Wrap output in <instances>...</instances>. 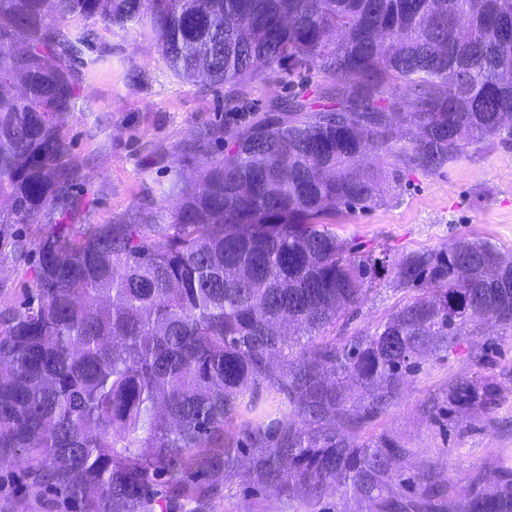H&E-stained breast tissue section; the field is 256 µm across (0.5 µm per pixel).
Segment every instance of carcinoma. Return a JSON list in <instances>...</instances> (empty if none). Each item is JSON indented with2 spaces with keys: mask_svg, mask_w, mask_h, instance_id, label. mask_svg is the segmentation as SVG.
I'll return each instance as SVG.
<instances>
[{
  "mask_svg": "<svg viewBox=\"0 0 512 512\" xmlns=\"http://www.w3.org/2000/svg\"><path fill=\"white\" fill-rule=\"evenodd\" d=\"M144 26L172 74L235 86L286 68L331 81L325 103L293 95L259 122L220 129L224 155L174 185L169 212L120 224L69 223L63 122L84 35ZM25 48L6 52L7 42ZM512 143V0H0V224L42 214L34 295L0 315V467H22L47 512L195 507L239 468L287 494L333 487L381 512H512V462L463 500L431 486L383 497L405 449L353 445L393 399L413 360L476 319L512 328V258L479 240L398 260L336 235L326 219L379 205L400 170L359 171L370 148L437 172L471 144ZM393 272L416 290L374 331L294 352ZM368 394L363 412L344 380ZM284 396L274 428L243 424L246 391ZM481 374L457 381L450 410H494Z\"/></svg>",
  "mask_w": 512,
  "mask_h": 512,
  "instance_id": "cac0c4a2",
  "label": "carcinoma"
}]
</instances>
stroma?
<instances>
[{"label": "stroma", "mask_w": 512, "mask_h": 512, "mask_svg": "<svg viewBox=\"0 0 512 512\" xmlns=\"http://www.w3.org/2000/svg\"><path fill=\"white\" fill-rule=\"evenodd\" d=\"M90 29L74 68L75 109L63 122L76 224H111L146 206L175 208L172 185L195 177L208 156L224 150L213 131L248 124L273 102L314 93L325 83L320 76L281 73L204 90L175 78L155 41L140 28ZM203 137L210 140L208 154L191 151ZM335 225L341 238L388 250L396 259L414 251H443L462 238L487 241L512 255V144L468 150L433 173L404 170L400 187L384 203L342 211ZM52 230L43 219L0 230V312L32 292L37 245ZM18 239L26 242V253L15 250ZM409 296L389 276L369 286L354 309L349 334L373 331ZM477 372L493 377L505 400L488 414L449 415V389ZM345 434L356 444L385 438L405 448L387 497L412 495L399 479L415 475L464 498L475 474L491 473L501 459L512 458V331L480 320L451 344L421 354L392 402ZM375 510L372 500L340 489L318 500L300 490L284 496L242 470L222 480L209 512Z\"/></svg>", "instance_id": "obj_1"}]
</instances>
